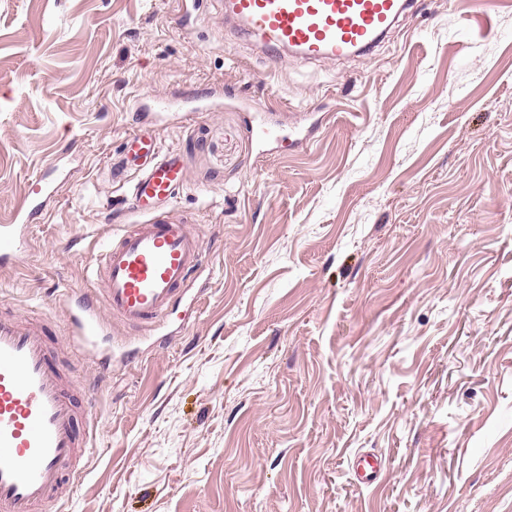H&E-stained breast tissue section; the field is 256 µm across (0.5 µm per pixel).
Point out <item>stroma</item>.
<instances>
[{"instance_id": "stroma-1", "label": "stroma", "mask_w": 512, "mask_h": 512, "mask_svg": "<svg viewBox=\"0 0 512 512\" xmlns=\"http://www.w3.org/2000/svg\"><path fill=\"white\" fill-rule=\"evenodd\" d=\"M184 10L0 0V224L62 172L0 312L47 318L92 398L60 512H512V0H413L371 54L324 62H269L220 0ZM204 91L192 121L158 117ZM141 128L181 157L169 215L203 264L168 335L112 322L131 349L105 374L65 352L63 300L141 220Z\"/></svg>"}]
</instances>
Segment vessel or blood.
<instances>
[{
  "mask_svg": "<svg viewBox=\"0 0 512 512\" xmlns=\"http://www.w3.org/2000/svg\"><path fill=\"white\" fill-rule=\"evenodd\" d=\"M411 0H224V15L259 41L266 57L290 53L305 61H339L378 46ZM136 173L129 197L143 215L104 247L95 278L100 288L69 294L66 336L71 350L98 359L111 372L108 319L128 328L161 331L202 263L200 241L166 213L185 182L176 156L155 138L133 133L126 142ZM58 166L37 174L14 223L0 224V264L23 247L24 224L56 193ZM86 408L53 361L49 332L37 316L0 314V512H44L87 440L78 430Z\"/></svg>",
  "mask_w": 512,
  "mask_h": 512,
  "instance_id": "vessel-or-blood-1",
  "label": "vessel or blood"
}]
</instances>
